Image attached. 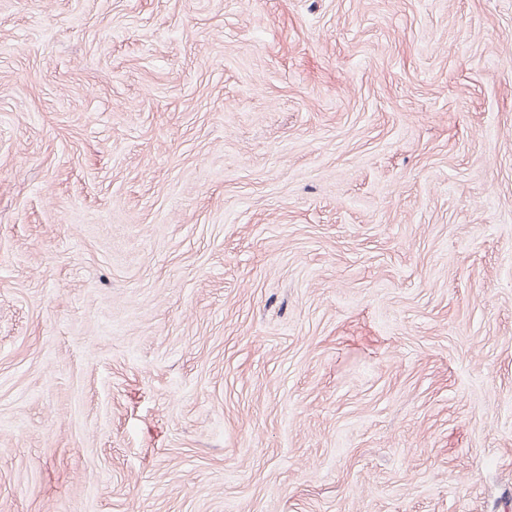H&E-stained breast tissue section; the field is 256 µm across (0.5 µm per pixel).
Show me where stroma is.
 Wrapping results in <instances>:
<instances>
[{
  "instance_id": "1",
  "label": "stroma",
  "mask_w": 512,
  "mask_h": 512,
  "mask_svg": "<svg viewBox=\"0 0 512 512\" xmlns=\"http://www.w3.org/2000/svg\"><path fill=\"white\" fill-rule=\"evenodd\" d=\"M0 512H512V0H0Z\"/></svg>"
}]
</instances>
